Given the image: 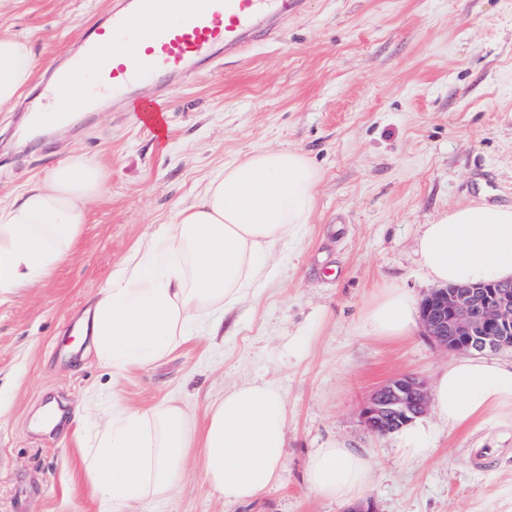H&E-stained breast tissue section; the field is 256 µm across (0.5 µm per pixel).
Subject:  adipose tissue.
Here are the masks:
<instances>
[{
    "instance_id": "ef3b65f1",
    "label": "adipose tissue",
    "mask_w": 512,
    "mask_h": 512,
    "mask_svg": "<svg viewBox=\"0 0 512 512\" xmlns=\"http://www.w3.org/2000/svg\"><path fill=\"white\" fill-rule=\"evenodd\" d=\"M36 67L29 44L0 37V107L12 105ZM319 174L289 149L260 150L225 165L195 200L176 209L115 270L88 311L97 358L113 378L166 358L195 336L221 329L216 316L255 296L276 278L271 251L296 236L315 205ZM108 186L101 163L84 153L60 159L44 182L0 206V292L47 278L74 253L88 205ZM429 281L440 286L512 280V205L477 203L425 225L416 242ZM418 311L398 288L367 310L370 335L413 336ZM435 419H417L396 434L409 460L429 456L442 428L465 429L492 416L512 417V362L461 356L431 391ZM286 404L275 384L256 380L226 390L202 431L175 402L115 409L96 448L82 462L101 494V512L174 494L189 459H197L212 494L241 504L264 496L282 475ZM370 457L330 442L310 456L307 483L316 496L361 498Z\"/></svg>"
}]
</instances>
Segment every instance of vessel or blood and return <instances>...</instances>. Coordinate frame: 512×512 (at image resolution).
<instances>
[{
    "label": "vessel or blood",
    "instance_id": "obj_1",
    "mask_svg": "<svg viewBox=\"0 0 512 512\" xmlns=\"http://www.w3.org/2000/svg\"><path fill=\"white\" fill-rule=\"evenodd\" d=\"M304 0H121L107 24L82 34L83 54L59 74L47 104L94 78V91L125 103L140 86L212 65L275 33Z\"/></svg>",
    "mask_w": 512,
    "mask_h": 512
}]
</instances>
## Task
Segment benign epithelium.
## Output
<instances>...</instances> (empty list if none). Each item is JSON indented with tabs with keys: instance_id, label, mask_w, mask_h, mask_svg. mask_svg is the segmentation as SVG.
<instances>
[{
	"instance_id": "obj_1",
	"label": "benign epithelium",
	"mask_w": 512,
	"mask_h": 512,
	"mask_svg": "<svg viewBox=\"0 0 512 512\" xmlns=\"http://www.w3.org/2000/svg\"><path fill=\"white\" fill-rule=\"evenodd\" d=\"M420 318L425 335L448 351L512 348V290L493 283L480 286L478 293L436 289L421 302ZM429 405L426 383L404 375L373 393L363 420L371 431L384 434L422 416Z\"/></svg>"
}]
</instances>
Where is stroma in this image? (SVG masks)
Masks as SVG:
<instances>
[{
	"label": "stroma",
	"instance_id": "obj_1",
	"mask_svg": "<svg viewBox=\"0 0 512 512\" xmlns=\"http://www.w3.org/2000/svg\"><path fill=\"white\" fill-rule=\"evenodd\" d=\"M113 0H0V36L38 60L23 99H41L83 31ZM140 97L167 101L165 136L112 100L70 125L21 135L0 107V205L70 152L109 172L74 256L47 279L0 295V512H100L82 467L113 402L177 400L197 424L234 385L264 379L287 406L285 465L263 498L226 505L188 462L171 497L129 512H352L313 495L310 455L333 441L371 456L363 501L375 512H512V420L442 430L408 461L362 411L388 379L434 383L452 360L423 330L370 336L364 315L387 289L422 301L434 286L416 252L423 225L477 202L512 205V0H304L277 39ZM289 149L317 169L308 224L276 247L277 279L235 306L219 335L197 336L113 384L75 331L112 271L169 223L210 177L244 155ZM477 448L501 451L476 470Z\"/></svg>",
	"mask_w": 512,
	"mask_h": 512
}]
</instances>
